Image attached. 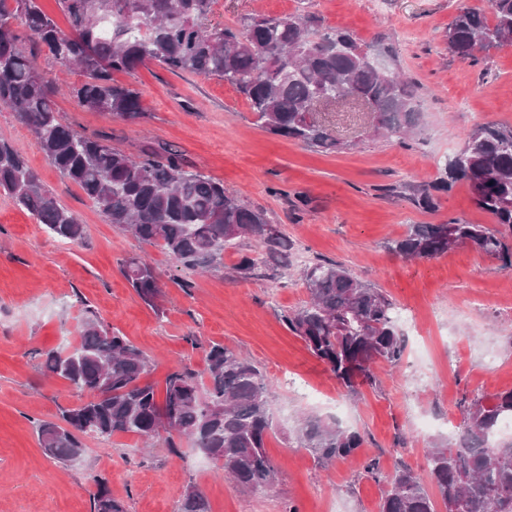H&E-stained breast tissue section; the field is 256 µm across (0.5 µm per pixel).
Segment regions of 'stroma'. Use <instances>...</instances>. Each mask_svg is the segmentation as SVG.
I'll list each match as a JSON object with an SVG mask.
<instances>
[{
	"label": "stroma",
	"mask_w": 512,
	"mask_h": 512,
	"mask_svg": "<svg viewBox=\"0 0 512 512\" xmlns=\"http://www.w3.org/2000/svg\"><path fill=\"white\" fill-rule=\"evenodd\" d=\"M459 0H214L211 19L234 25L244 15L312 13L359 42L393 45L397 66L419 86L415 142L374 135L367 116L352 119L336 105L330 117L343 149L320 152L267 132L245 100L222 81L177 74L150 61L118 82L137 89L145 115L135 120L81 107L67 94L55 107L74 131L107 139L132 157L178 154L185 165L223 181L248 206L280 225L293 244L288 276L242 281L226 271L202 274L154 246L119 232L83 191L47 160L13 110L0 105V139L20 147L28 166L85 226L82 243L60 249L28 212L0 193V512H90L102 477L127 512H174L188 488L210 512H379L383 484L364 466L379 459L385 475L407 464L429 481L433 441L452 437L460 403L512 389V268L472 246L408 262L389 245L413 224L460 218L493 226L465 184L427 210L412 189L435 182L443 161L484 123L512 125V47L475 65L449 53L443 39ZM148 257L163 294L149 307L125 280L131 256ZM346 265L411 309L402 326L401 362L374 367L375 385L350 397L327 366L292 334L281 314L308 299L299 272L316 259ZM88 304L152 360L147 376L163 388L170 370L205 367L220 343L243 352L272 386L270 413L279 429L267 440L278 475L263 495L242 492L186 438L178 454L164 442L145 447L132 434L86 438V451L63 465L39 445L34 420L55 418L80 402L63 379L44 375L42 352L76 341L80 304ZM197 344H190V337ZM318 413L336 417L365 439L350 460L319 467L291 432Z\"/></svg>",
	"instance_id": "stroma-1"
}]
</instances>
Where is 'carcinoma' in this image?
Segmentation results:
<instances>
[{"label":"carcinoma","mask_w":512,"mask_h":512,"mask_svg":"<svg viewBox=\"0 0 512 512\" xmlns=\"http://www.w3.org/2000/svg\"><path fill=\"white\" fill-rule=\"evenodd\" d=\"M213 0H58L72 32L60 30L37 0H0V102L36 136L50 164L75 183L108 222L123 233L159 247L193 270L224 265V252L256 243V255L239 252L231 267L243 280L276 281L291 266V244L266 215L224 189V183L186 166L172 154L137 160L104 139L74 132L55 110L56 82L42 74L27 49L33 39L51 58L76 65L84 81L71 88L78 103L124 119L144 114L140 93L113 78L147 61L177 73L223 80L239 92L270 133L318 151L341 148L330 126L306 122L314 101L373 102L380 114L375 131L404 144L418 126V84L394 65L393 48L378 51L383 64L367 62L349 32L324 27L311 14L245 15L237 26L213 25ZM448 51L478 64L491 49L512 45V0H488V9L461 3L445 31ZM447 179L414 189L424 209L438 205L434 192L467 184L476 207L512 229V125L483 124L466 135L464 148L444 164ZM0 192L30 213L51 238L79 244L85 228L62 205L12 143L0 139ZM469 244L512 267V245L498 230L450 218L443 224H414L390 249L411 260H428ZM130 287L147 305L161 295L155 268L140 257L124 260ZM301 280L309 298L282 320L309 353L323 362L351 395L376 382L372 365L398 364L405 351L396 304L342 264L317 260L304 266ZM197 373L187 367L167 374L163 394L144 381L151 360L85 305L78 341L46 353L47 373L66 380L86 396L59 409L58 420H37L34 428L46 455L74 462L85 439L108 440L134 434L187 437L241 490L262 493L277 480L266 451L276 429L269 413L271 385L249 359L221 344L205 353ZM512 417V390L489 401L474 398L464 407L455 442H433L428 455L430 493L410 469L387 479L379 512H512V440L500 424ZM298 447L315 462L343 460L362 447L356 431L322 417L305 418ZM91 512H126L124 503L100 483ZM176 512H209L197 490L186 491Z\"/></svg>","instance_id":"carcinoma-1"}]
</instances>
